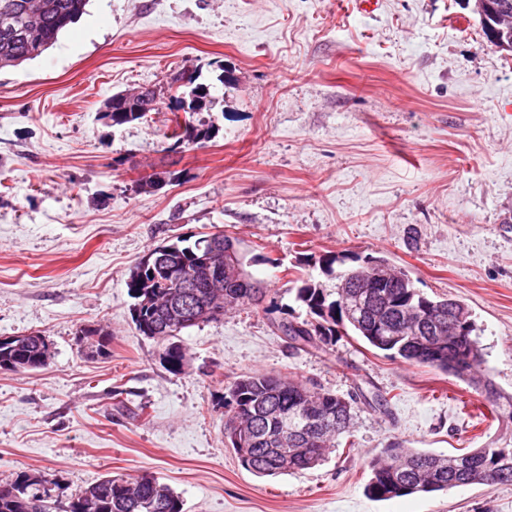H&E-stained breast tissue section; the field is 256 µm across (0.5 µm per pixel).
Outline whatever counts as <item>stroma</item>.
<instances>
[{
  "label": "stroma",
  "mask_w": 512,
  "mask_h": 512,
  "mask_svg": "<svg viewBox=\"0 0 512 512\" xmlns=\"http://www.w3.org/2000/svg\"><path fill=\"white\" fill-rule=\"evenodd\" d=\"M336 2L89 0L0 69V337L53 345L46 368L0 372V479L49 474L52 512L110 473L155 476L183 512H512V485L370 499L368 464L391 443L481 447L477 397L358 337L304 352L272 326L305 318L303 282L330 286L321 255L384 257L468 306L512 394V53L459 0H380L370 16ZM186 67L210 90L193 116L210 140L171 149L165 110L102 119L114 93ZM218 230L266 297L185 329L175 376L136 331L126 280L149 249ZM98 325L112 339L91 357L76 335ZM253 372L384 406L355 411L352 447L259 478L224 437V386Z\"/></svg>",
  "instance_id": "1"
}]
</instances>
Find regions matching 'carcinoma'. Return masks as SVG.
Here are the masks:
<instances>
[{"label": "carcinoma", "mask_w": 512, "mask_h": 512, "mask_svg": "<svg viewBox=\"0 0 512 512\" xmlns=\"http://www.w3.org/2000/svg\"><path fill=\"white\" fill-rule=\"evenodd\" d=\"M88 0H0V18L9 15L15 30L0 34V68L17 66L39 56L53 45L58 35L84 12ZM102 118L114 125H124L142 119L148 112L166 108L171 112L174 127L167 138L173 145L197 144L212 138L215 128L194 124L190 115L200 111L196 101L185 100L180 92L168 100L152 103L142 93L118 92L106 104ZM209 241L201 237L189 245L172 243L162 246L171 265L193 268L206 254ZM159 251L154 248L130 270L126 286L135 299L132 322L142 336L156 341L161 361L173 375L185 370L186 351L177 342L187 329L183 325L164 330L157 311L141 305L142 296L151 295L154 305L161 308L176 294L173 281L163 275L150 260ZM347 256L322 255L320 267L336 280V287L321 288L304 283L297 288L296 299L307 308L308 318L298 321L283 318L273 322L296 350L316 349L335 341L340 333L349 332L361 337L371 346L388 351L406 362L429 366L467 381L485 402L492 420L512 424V396L504 394L493 380L481 373L484 363L482 348L475 324H469L466 340L448 332L431 333L421 338L414 335L407 321L400 318L415 310L427 320L448 315V299L430 298L415 288L409 275L402 270L386 267L384 271L363 268V280L385 277L381 288H338L353 267L346 265ZM224 310L258 306L264 291L250 283L235 284L224 280ZM111 333L102 327L83 328L78 342L96 338V354L107 353ZM45 337L39 333L23 336L17 347L0 344L1 371H33L47 365L41 360ZM461 357L467 363L464 374L448 359ZM344 397L327 391H315L306 384L284 380L269 374H244L225 386L224 405L231 415L224 423V436L235 453L247 448L241 456L243 466L258 477H272L315 467L329 449L338 447L350 437L354 412L345 415L337 411ZM317 404L335 419V430L324 439L305 443L295 442L293 434H285L284 420L297 421L303 409ZM478 484L487 487L512 485V437H497L481 448L462 454H437L408 449L399 442L391 443L370 464V477L365 485L366 495L374 500H387L416 493L446 492L448 489ZM37 497L35 483L29 474H19L0 481V512H34L32 499ZM90 502V512H182V501L166 484L151 475H107L74 495L70 512H84L81 503Z\"/></svg>", "instance_id": "carcinoma-1"}]
</instances>
